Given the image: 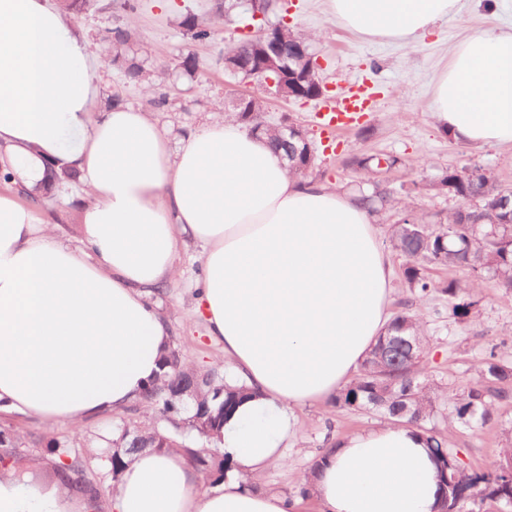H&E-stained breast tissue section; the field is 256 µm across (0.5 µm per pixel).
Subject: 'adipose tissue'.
Wrapping results in <instances>:
<instances>
[{
    "label": "adipose tissue",
    "instance_id": "1",
    "mask_svg": "<svg viewBox=\"0 0 512 512\" xmlns=\"http://www.w3.org/2000/svg\"><path fill=\"white\" fill-rule=\"evenodd\" d=\"M336 23L417 42L460 0H328ZM94 56L50 0H0V165L42 187L73 172L88 198L76 244L39 208L0 191V412L45 426L140 400L173 347L150 300L200 243L197 302L236 377L255 391L224 423L232 467L200 492L176 448L135 454L113 512H294L245 489L284 460L291 406L332 398L384 331L397 288L375 218L356 195L292 175L282 153L235 116L210 113L170 145L148 113L95 111ZM434 118L472 145L512 142V31L457 47ZM322 512H436L438 466L417 429L385 422L342 438L307 478ZM0 512H90L69 486L0 470Z\"/></svg>",
    "mask_w": 512,
    "mask_h": 512
}]
</instances>
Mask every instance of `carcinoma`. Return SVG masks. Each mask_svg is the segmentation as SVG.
<instances>
[{"label": "carcinoma", "instance_id": "carcinoma-1", "mask_svg": "<svg viewBox=\"0 0 512 512\" xmlns=\"http://www.w3.org/2000/svg\"><path fill=\"white\" fill-rule=\"evenodd\" d=\"M117 8L129 13L130 17L126 23L107 32V40L113 48L112 64L123 71L129 82H138L143 78L142 64L137 57L128 54L132 41L131 13L136 11V5L132 0H123ZM264 9L288 48L299 43L310 47L304 35L294 32L283 22L285 3L266 0ZM180 26L196 43L203 44L212 39V28L201 23L191 12L181 17ZM224 52L251 63L249 78L256 82V91L234 108L238 119L253 131L274 134L276 147L292 149L297 154L296 166L291 169L293 174L303 175L313 169L317 155L307 132L302 129L298 138L289 141L283 129L289 120L269 124L263 119L267 95L281 84L288 86L291 98L295 100L316 99L320 81L310 72L309 62L295 61L291 72L279 74L267 66L262 40L246 44L240 38L227 44ZM268 78L275 81V86L267 84ZM428 187L466 202L468 206L449 213L443 224H425L410 204L403 205V217L390 226L389 235L391 248L405 258L401 272V287L405 294L401 300L402 310L390 322V330L395 335L377 339L354 380L336 393L332 403L340 409L377 412L385 419L394 418L426 435L439 464V512H465L469 504L488 501L511 507L512 476L508 475V470L512 466V448L505 449L504 459L483 470L466 473L457 458L448 452L438 423L455 421L468 427L486 424L493 414L494 399L507 396L503 385L512 382V360L503 357L500 346L491 345L478 362L475 381L462 393L448 396L428 384V336L420 319L409 313L413 306L435 293L448 300L454 320L465 322L482 302L486 282H493V286L504 293L512 292V223H503L504 211L496 206L504 188L476 166L450 167L437 175ZM424 189L425 186L417 182L395 187L373 179L367 189L359 190V194L361 203L380 215L400 204V195L411 198ZM428 265L462 268L468 272L469 281L431 280L424 274ZM166 368L160 382L145 395L146 409L151 412L154 425L135 427L132 432L150 445L183 449L190 464L208 478L224 475L229 460L218 449L200 445L178 433L180 422L191 411V406L176 395V390L184 384H195L213 414L210 428L219 430L224 424V415L244 395L245 388L228 386L215 370L202 372L186 366L175 349L166 358ZM21 445L20 435L0 429V461L20 463L23 460ZM48 453L51 455L47 462L48 475L70 483L81 497L96 503L101 498L102 484L86 476L89 463L107 460V474L115 479L125 458L135 450L115 448L105 457L93 447L80 450L68 439H55L50 442Z\"/></svg>", "mask_w": 512, "mask_h": 512}]
</instances>
